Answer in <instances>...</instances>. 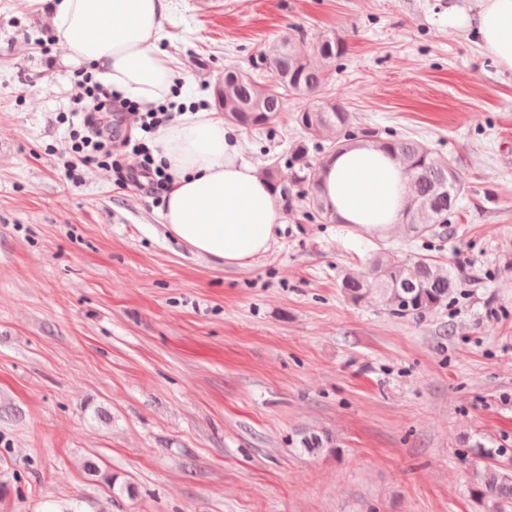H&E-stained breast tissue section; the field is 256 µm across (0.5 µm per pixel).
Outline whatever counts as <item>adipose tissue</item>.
I'll use <instances>...</instances> for the list:
<instances>
[{
    "mask_svg": "<svg viewBox=\"0 0 512 512\" xmlns=\"http://www.w3.org/2000/svg\"><path fill=\"white\" fill-rule=\"evenodd\" d=\"M54 12L57 40L73 63L148 103L169 94L176 74L157 48L169 0H56ZM467 25L478 45L512 70V0H481ZM158 143L172 176L161 215L169 236L227 267L264 255L281 213L268 181L240 158L223 119L184 112L161 129ZM320 195L341 223L387 233L403 219L408 178L383 151L347 147L326 159Z\"/></svg>",
    "mask_w": 512,
    "mask_h": 512,
    "instance_id": "1",
    "label": "adipose tissue"
}]
</instances>
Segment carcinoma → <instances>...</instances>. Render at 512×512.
Wrapping results in <instances>:
<instances>
[{
	"mask_svg": "<svg viewBox=\"0 0 512 512\" xmlns=\"http://www.w3.org/2000/svg\"><path fill=\"white\" fill-rule=\"evenodd\" d=\"M295 43L296 37L290 34L263 46L254 63V67L266 72L262 81L244 71H224V82L214 89L224 120L244 128L263 129L278 118L288 94L309 101L295 116L305 133L304 140L294 146L288 158V165L293 168L292 185L299 187L297 195L306 203V213L336 221L320 197L321 166L309 160L308 143L319 142L318 148L331 156L350 144L369 143L403 165L410 188L403 221L411 237L440 236L441 226L448 223L468 190L456 161L413 138L353 130L350 113L323 96L336 72V61L346 54L344 39L325 35L312 40L310 49L324 61L322 68L312 65V54L296 49ZM460 285L459 277L427 255L381 251L366 270L344 275L340 291L352 303L377 299L395 319L421 321L430 312L448 305ZM464 462L473 467V493L483 512H507L512 508L511 471L480 468L468 456Z\"/></svg>",
	"mask_w": 512,
	"mask_h": 512,
	"instance_id": "1",
	"label": "carcinoma"
}]
</instances>
